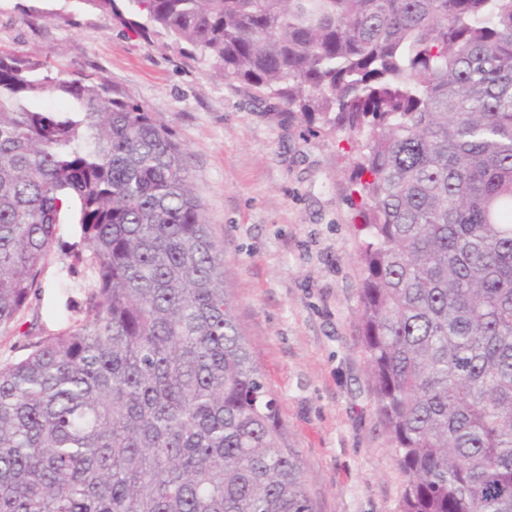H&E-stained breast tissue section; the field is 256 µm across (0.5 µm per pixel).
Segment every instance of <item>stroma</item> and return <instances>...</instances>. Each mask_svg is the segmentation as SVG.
<instances>
[{
  "label": "stroma",
  "mask_w": 512,
  "mask_h": 512,
  "mask_svg": "<svg viewBox=\"0 0 512 512\" xmlns=\"http://www.w3.org/2000/svg\"><path fill=\"white\" fill-rule=\"evenodd\" d=\"M0 0V51L52 55L105 78L181 144L203 214L224 244V276L248 349L277 400L318 512H399L405 478L378 413L355 327L361 268L355 139L291 121L172 39L88 0ZM74 215L44 272V291L0 367L85 311L89 272L67 248Z\"/></svg>",
  "instance_id": "35a3bbf8"
}]
</instances>
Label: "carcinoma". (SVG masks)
<instances>
[{
    "label": "carcinoma",
    "instance_id": "cac0c4a2",
    "mask_svg": "<svg viewBox=\"0 0 512 512\" xmlns=\"http://www.w3.org/2000/svg\"><path fill=\"white\" fill-rule=\"evenodd\" d=\"M131 2L362 138L355 319L400 512H512V0ZM69 212L86 316L0 368V512H317L180 144L105 79L1 51L0 335Z\"/></svg>",
    "mask_w": 512,
    "mask_h": 512
}]
</instances>
